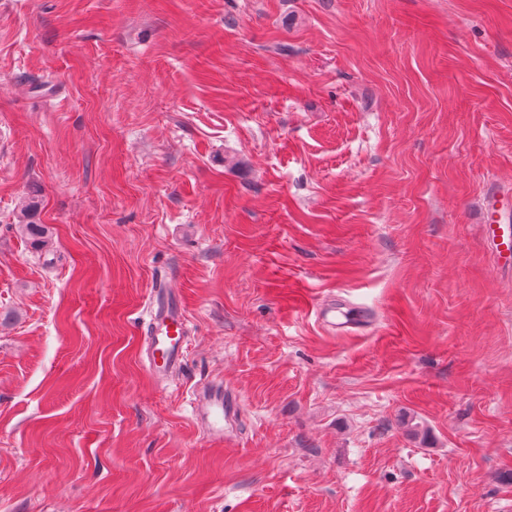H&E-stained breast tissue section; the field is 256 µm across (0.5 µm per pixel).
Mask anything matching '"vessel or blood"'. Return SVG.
Here are the masks:
<instances>
[{
    "label": "vessel or blood",
    "instance_id": "vessel-or-blood-1",
    "mask_svg": "<svg viewBox=\"0 0 512 512\" xmlns=\"http://www.w3.org/2000/svg\"><path fill=\"white\" fill-rule=\"evenodd\" d=\"M504 197L491 193L480 209L485 239L500 265L512 260V238L500 231ZM149 369L155 376H166L184 362L187 318L183 305L174 299L165 285L153 290L149 313ZM194 413L205 418L211 442L224 440V423L233 414L232 406L224 402V389L220 386L199 389L194 397Z\"/></svg>",
    "mask_w": 512,
    "mask_h": 512
}]
</instances>
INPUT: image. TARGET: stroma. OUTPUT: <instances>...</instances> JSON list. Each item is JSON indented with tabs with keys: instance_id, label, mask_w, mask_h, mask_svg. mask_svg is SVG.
Listing matches in <instances>:
<instances>
[{
	"instance_id": "35a3bbf8",
	"label": "stroma",
	"mask_w": 512,
	"mask_h": 512,
	"mask_svg": "<svg viewBox=\"0 0 512 512\" xmlns=\"http://www.w3.org/2000/svg\"><path fill=\"white\" fill-rule=\"evenodd\" d=\"M492 183L512 0H0V512H512ZM34 205L31 202L23 210L21 214L22 220L20 221L22 224L25 235L28 237V240L31 241V244L35 249H40L45 246L47 243V234L46 227L44 224H35L34 216ZM149 317V370L163 377L184 362L187 318L183 305L162 283L153 290ZM194 414L205 418L208 439L214 443L224 442V420L228 421L234 415V408L224 404L223 386L203 387L194 397Z\"/></svg>"
}]
</instances>
